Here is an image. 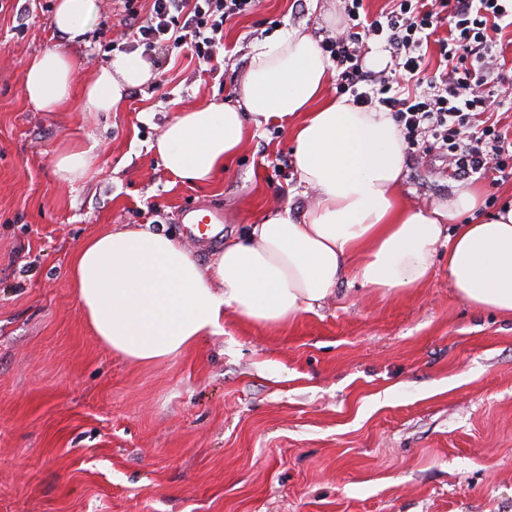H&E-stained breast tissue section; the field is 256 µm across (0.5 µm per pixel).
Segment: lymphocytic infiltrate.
<instances>
[{"label": "lymphocytic infiltrate", "instance_id": "obj_1", "mask_svg": "<svg viewBox=\"0 0 512 512\" xmlns=\"http://www.w3.org/2000/svg\"><path fill=\"white\" fill-rule=\"evenodd\" d=\"M345 22L320 49L336 72L338 94L356 105L392 113L410 155L437 152L454 178L512 175V138L495 112L512 109V68L497 48L512 27V0H392L368 18L363 0H344ZM256 0H152L147 14L124 0L129 31L146 49L190 47L211 64L232 16L254 9ZM437 40L435 66L425 45ZM386 53L382 70L367 67L370 48Z\"/></svg>", "mask_w": 512, "mask_h": 512}]
</instances>
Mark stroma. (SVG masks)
Returning a JSON list of instances; mask_svg holds the SVG:
<instances>
[{
	"label": "stroma",
	"mask_w": 512,
	"mask_h": 512,
	"mask_svg": "<svg viewBox=\"0 0 512 512\" xmlns=\"http://www.w3.org/2000/svg\"><path fill=\"white\" fill-rule=\"evenodd\" d=\"M58 0H0V512H512V315L467 304L440 248L431 281L385 297L344 278L281 326L224 312V330L143 364L90 330L69 283L77 248L133 224L175 237L201 266L271 208L301 212L292 122L249 127L212 183L170 173L157 150L183 109L232 98L257 40L324 38L343 0H259L224 25L214 70L153 51L155 78L116 112L80 97L43 112L30 61L48 49L91 80L139 46L115 0H93L71 43ZM97 142L81 179L66 145ZM439 161H404L401 198L426 206L459 183ZM224 213L215 242L181 222ZM94 144H74L69 149L60 151L55 167L57 175L68 181L83 177L95 160Z\"/></svg>",
	"instance_id": "1"
}]
</instances>
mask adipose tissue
<instances>
[{"label": "adipose tissue", "mask_w": 512, "mask_h": 512, "mask_svg": "<svg viewBox=\"0 0 512 512\" xmlns=\"http://www.w3.org/2000/svg\"><path fill=\"white\" fill-rule=\"evenodd\" d=\"M91 11V0H59L55 26L83 38ZM330 67L311 35L284 30L255 45L234 100L184 110L166 124L158 140L166 168L206 183L239 151L247 123L305 113L294 159L313 196L302 213H267L206 267L179 241L142 228L111 227L87 239L70 281L102 344L140 363L164 361L217 333L225 309L280 326L320 306L345 276L402 295L430 280L442 246L466 303L512 314V201L488 214L479 188L460 187L427 207L406 206L398 195L406 145L396 122L349 96H325ZM152 78L145 59L116 54L85 86L83 106L116 111L129 89ZM74 83L60 50L27 68V96L46 112L70 99Z\"/></svg>", "instance_id": "obj_1"}]
</instances>
